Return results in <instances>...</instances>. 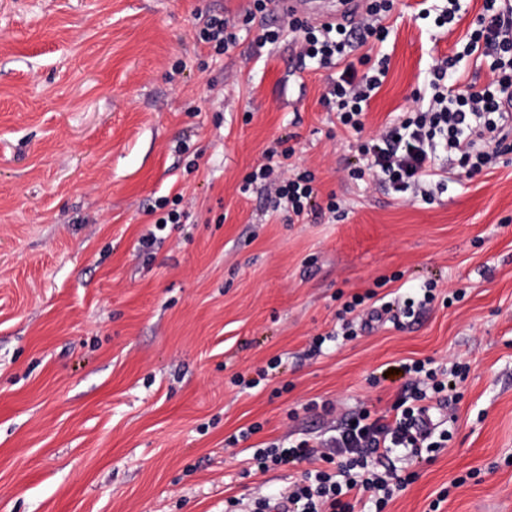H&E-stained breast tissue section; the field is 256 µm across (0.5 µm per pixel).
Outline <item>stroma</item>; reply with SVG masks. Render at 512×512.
Listing matches in <instances>:
<instances>
[{"instance_id":"1","label":"stroma","mask_w":512,"mask_h":512,"mask_svg":"<svg viewBox=\"0 0 512 512\" xmlns=\"http://www.w3.org/2000/svg\"><path fill=\"white\" fill-rule=\"evenodd\" d=\"M483 4L439 28L421 15L437 0H394L357 134L321 103L326 71L295 76L291 42L258 47L255 22L223 56L198 41L201 15L246 0H0V512H224L306 469L251 473L255 449L385 412L408 359L462 376L446 448L393 458L409 482L383 512H512V152L428 202L350 176ZM272 149L344 214L291 223L241 192ZM178 194L190 222L141 247L147 204ZM427 280L415 322L310 354L353 294Z\"/></svg>"}]
</instances>
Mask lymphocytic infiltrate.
Returning <instances> with one entry per match:
<instances>
[{"label": "lymphocytic infiltrate", "mask_w": 512, "mask_h": 512, "mask_svg": "<svg viewBox=\"0 0 512 512\" xmlns=\"http://www.w3.org/2000/svg\"><path fill=\"white\" fill-rule=\"evenodd\" d=\"M392 8L393 0H368L359 18L347 24H316L293 16L284 26L265 23L257 44H275L286 37L297 42L300 62L329 72L322 104L337 113L344 126L359 132L369 101L387 76L388 60L379 58L375 67L361 73L351 57L370 43L386 40L388 30L382 21ZM465 51L489 59L491 82L482 87L460 84L457 57L441 61L431 72V96L425 108L362 144L359 152L366 165L351 170V178L369 176L395 191L428 197L445 187L437 168L439 153H447L449 162L472 172L492 164L498 147L512 137L507 127L512 115V6L503 9L497 0H485V12L470 32ZM313 181L310 172L291 176L264 164L244 184L259 186L275 212L283 210L299 218L324 210L336 213L340 208L336 200L323 206L317 203ZM434 291V283L425 282L410 297L370 307L365 295L354 294L343 308L349 319L342 334L351 338L383 320L397 323L416 317L434 301ZM404 371L413 375V388L393 403L392 415L364 409L323 439L285 440L256 449L252 460L260 473L293 462L313 465L288 489L260 499L257 512H356L366 500L382 512L395 490L405 484L383 471L384 460L396 453L413 458L422 449L436 447L432 412L446 408L452 399L450 384L438 380L425 362H412Z\"/></svg>", "instance_id": "lymphocytic-infiltrate-1"}]
</instances>
